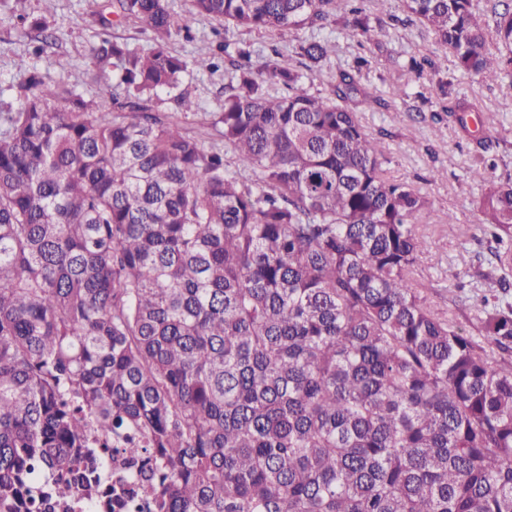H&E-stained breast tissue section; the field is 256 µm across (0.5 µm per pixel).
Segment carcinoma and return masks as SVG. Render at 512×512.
<instances>
[{
    "label": "carcinoma",
    "mask_w": 512,
    "mask_h": 512,
    "mask_svg": "<svg viewBox=\"0 0 512 512\" xmlns=\"http://www.w3.org/2000/svg\"><path fill=\"white\" fill-rule=\"evenodd\" d=\"M457 68L512 85V0H403ZM89 56L116 81L89 99L56 72L17 76L0 107V512L112 495V440L150 465L152 512H512V171L483 127L469 179L489 285L482 340L427 304L419 190L391 177L355 107L358 55L317 81L366 0H110ZM198 17L224 34L186 58ZM44 52L43 16L26 15ZM137 21L144 50L112 38ZM287 36L252 60L235 38ZM408 71L441 72L411 57ZM224 69L200 111L187 76ZM440 94L434 124L482 112ZM200 119L222 145L186 131Z\"/></svg>",
    "instance_id": "cac0c4a2"
}]
</instances>
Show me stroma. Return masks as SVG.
Returning <instances> with one entry per match:
<instances>
[{
	"label": "stroma",
	"mask_w": 512,
	"mask_h": 512,
	"mask_svg": "<svg viewBox=\"0 0 512 512\" xmlns=\"http://www.w3.org/2000/svg\"><path fill=\"white\" fill-rule=\"evenodd\" d=\"M105 0H54L49 20L51 37L42 56L31 52L27 31L19 15L38 14L43 0H0V100L12 101L10 84L15 76L34 67L50 68L57 56H65L69 65L66 81L89 97L106 95L114 77L100 73L91 64L88 45L94 32L93 16ZM369 49L372 67L364 81L378 91L386 104H363L358 111L366 128L381 137L385 146V166L396 179L411 183L425 194L433 215L453 213L452 228L431 233L418 261V271L430 287L426 298L438 310L447 312L471 336H478V325L468 300L462 299L455 280L472 283L478 272L477 254L487 244L478 231L480 214L476 205L480 188L466 178L475 154L470 142L454 125H446L441 137L430 132L429 102L438 93L437 78L431 71L401 75L399 66L409 57L436 58L441 54L432 33L416 25L401 26L386 21L376 31ZM404 77L408 96H393L392 84ZM446 77L451 90L480 99L485 107V124L502 125L504 144L498 148L504 163L512 168V111L504 112L501 103L512 95V87L470 81L448 66Z\"/></svg>",
	"instance_id": "obj_1"
}]
</instances>
